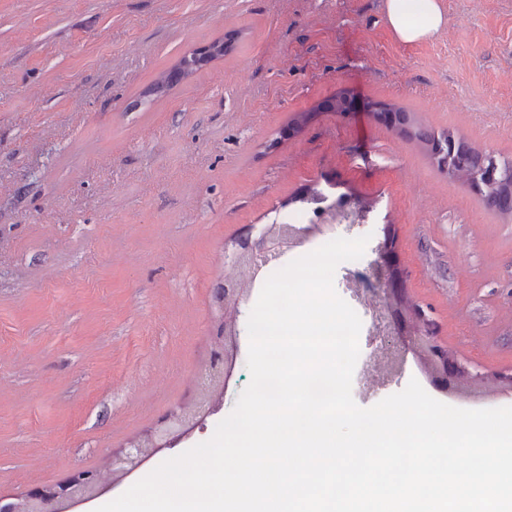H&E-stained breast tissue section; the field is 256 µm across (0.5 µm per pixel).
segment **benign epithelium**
Masks as SVG:
<instances>
[{"label":"benign epithelium","instance_id":"7a95c632","mask_svg":"<svg viewBox=\"0 0 512 512\" xmlns=\"http://www.w3.org/2000/svg\"><path fill=\"white\" fill-rule=\"evenodd\" d=\"M356 109V100L348 93H340L320 106L323 112H336L349 115ZM430 154L438 161L441 170L452 178L457 174L445 150L438 144L429 145ZM496 182L501 186L512 184V173L505 174L494 166L485 172L483 180L467 185V189L477 198L483 197V187ZM309 229L297 228L286 223L268 224L258 234L249 231L243 235L247 240L244 248L234 246L230 257L231 268L254 266L257 256L272 254L282 257L288 250L305 242ZM391 227L384 229V240L378 245V258L370 267V275L362 283L376 291L386 302L389 327L394 334L414 337V347L428 353L431 366L442 371L440 380L450 388H461L465 383L482 378L471 373L453 356L433 346V322L418 308L414 312H402L392 306L390 299L402 290L404 272L396 247L392 245ZM233 279L224 280V291L215 295V306L224 316L221 335L223 346L214 352L209 366L201 375L199 396L191 407L174 410L162 417L147 438L135 440L128 446L112 452L108 473L105 477H92L84 471L65 478L58 489L46 491L32 488L16 500L0 497V502H9L11 512H71L76 505L93 500L114 485L115 481L128 477L140 469L155 453L175 447L177 441L197 428L205 425L207 418L216 411V402L210 398L209 389L213 386L226 388L234 352L237 351L239 316L241 306L246 301V289L235 287Z\"/></svg>","mask_w":512,"mask_h":512}]
</instances>
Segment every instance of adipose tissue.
Here are the masks:
<instances>
[{"instance_id":"ef3b65f1","label":"adipose tissue","mask_w":512,"mask_h":512,"mask_svg":"<svg viewBox=\"0 0 512 512\" xmlns=\"http://www.w3.org/2000/svg\"><path fill=\"white\" fill-rule=\"evenodd\" d=\"M387 22L401 42L432 38L446 23L442 0H384Z\"/></svg>"}]
</instances>
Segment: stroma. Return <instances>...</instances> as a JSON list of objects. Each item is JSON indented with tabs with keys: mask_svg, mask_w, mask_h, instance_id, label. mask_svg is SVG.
<instances>
[{
	"mask_svg": "<svg viewBox=\"0 0 512 512\" xmlns=\"http://www.w3.org/2000/svg\"><path fill=\"white\" fill-rule=\"evenodd\" d=\"M443 6L440 33L404 44L384 0H0V496L101 468L192 404L225 256L312 190L362 198L370 220L313 229L284 262L365 235L370 266L391 226L408 301L485 376L460 391L436 384L403 338L401 369L365 388L384 339L346 261L334 288L362 321L356 404L414 379L454 407H512L496 381L512 370V217L418 142L319 109L347 92L512 157V0ZM229 34L231 53L146 95L159 72ZM299 112L313 118L289 134ZM248 346L241 333L204 429L142 474L213 436L250 382Z\"/></svg>",
	"mask_w": 512,
	"mask_h": 512,
	"instance_id": "35a3bbf8",
	"label": "stroma"
}]
</instances>
